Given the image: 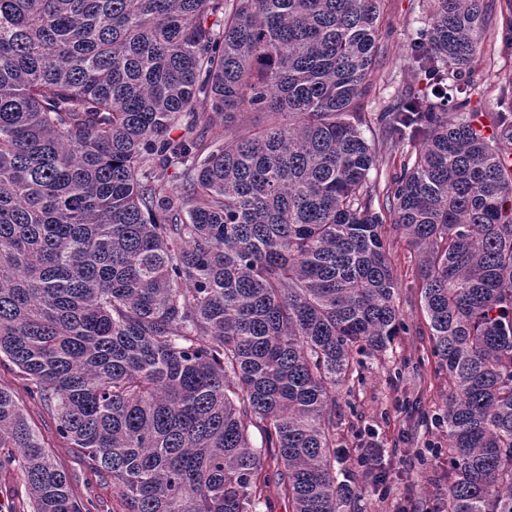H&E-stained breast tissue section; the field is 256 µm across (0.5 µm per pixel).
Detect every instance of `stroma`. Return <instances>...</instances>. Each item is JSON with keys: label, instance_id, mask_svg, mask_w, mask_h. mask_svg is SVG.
<instances>
[{"label": "stroma", "instance_id": "stroma-1", "mask_svg": "<svg viewBox=\"0 0 512 512\" xmlns=\"http://www.w3.org/2000/svg\"><path fill=\"white\" fill-rule=\"evenodd\" d=\"M484 5V50L468 65L475 83L469 109L489 127L499 115L512 121V45L504 43L501 35L512 6L507 0H484ZM432 10V0L379 2L381 53L359 110L369 123L365 136L376 154L371 181L380 195L394 187L412 149L392 146L379 116L398 98L417 90V83L408 79L410 49L425 41ZM385 238L399 281L397 305L406 328L394 341L393 355L366 358L362 383L351 391L337 389L336 445L349 451L376 449L390 487L389 494L383 495L370 480L361 479L354 512H436L443 496L437 476L446 465L443 450L448 446V431L437 417L448 400V376L430 354L431 330L421 302L416 253L393 227H386ZM0 387L14 393L42 444L90 512H118L120 503L111 481L87 469L82 456L58 433L52 414L28 394L16 367L6 360L0 362Z\"/></svg>", "mask_w": 512, "mask_h": 512}]
</instances>
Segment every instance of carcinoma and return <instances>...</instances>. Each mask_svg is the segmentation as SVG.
<instances>
[{"instance_id":"cac0c4a2","label":"carcinoma","mask_w":512,"mask_h":512,"mask_svg":"<svg viewBox=\"0 0 512 512\" xmlns=\"http://www.w3.org/2000/svg\"><path fill=\"white\" fill-rule=\"evenodd\" d=\"M378 2L0 0V357L121 512H272V484L351 512L336 388L404 330L387 215L448 373L441 512H512V175L448 112L482 0H433L432 92L382 116L419 145L382 210L357 111ZM200 103L268 120L205 155L167 136ZM14 462L32 512H86L0 388Z\"/></svg>"}]
</instances>
